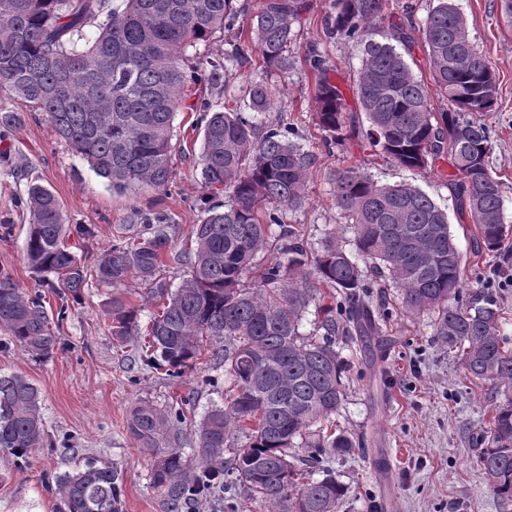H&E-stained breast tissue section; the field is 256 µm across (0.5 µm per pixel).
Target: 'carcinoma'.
Segmentation results:
<instances>
[{"mask_svg":"<svg viewBox=\"0 0 512 512\" xmlns=\"http://www.w3.org/2000/svg\"><path fill=\"white\" fill-rule=\"evenodd\" d=\"M307 0H259L248 40L269 72L288 67V43ZM385 0H330L323 15L328 37L363 46L356 96L370 124L369 144L408 169L448 160L459 179L452 187L467 209L480 248L495 252L506 232L502 182L492 174L490 128L484 113L496 102V79L466 37L467 21L453 0L428 13L424 42L440 109L406 59L412 37L404 21L389 22L386 41L373 38ZM234 0H0V90L19 108L46 113L56 134L86 159L113 189L165 188L174 175V119L186 105L188 80L224 93L225 62L245 63L240 43L203 73L189 51L236 22ZM107 15L104 24L100 15ZM97 28L90 39L87 32ZM316 75L315 121L327 149L345 145L347 120L340 87L322 55L309 52ZM272 93L247 82L233 106L191 105L205 113L198 165L205 187L222 190L231 205L206 210L183 255L187 277L174 290L155 280L172 252L168 218L157 212L145 232L105 253L94 270L67 244L61 204L33 183L19 207L28 222L25 258L62 300L78 302L87 278L106 286L137 276L160 303L146 327L140 307L112 298V336L138 344L151 367L170 375L195 367L204 347L224 363L226 401L195 425V448H162L187 422L181 405L134 408L128 431L151 456L150 483L162 512H189L217 498L224 512H240L246 495L266 512H337L344 487L331 475L313 478L336 453L356 447L333 431L344 400L340 349L372 350L383 309L361 263L401 291L410 316L436 314L434 336L459 358L472 379L512 393V349L500 336L499 310L487 291L450 305L463 287L466 263L448 213L420 188L381 184L349 167L335 177V201L353 224L354 250L325 237L310 253L283 213L301 208L314 154L280 126L262 125ZM278 232H268L271 226ZM337 297L324 304L322 289ZM315 308L314 327L304 320ZM0 329L28 354L46 358L60 343L42 295H30L0 273ZM246 444L224 457L230 429ZM47 434L38 388L22 376L0 374V450L24 461L44 447ZM474 463L489 489L512 502V396L492 411ZM304 449L299 454L296 449ZM60 512H122V478L111 465L86 458L55 476Z\"/></svg>","mask_w":512,"mask_h":512,"instance_id":"1","label":"carcinoma"}]
</instances>
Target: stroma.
Returning <instances> with one entry per match:
<instances>
[{"instance_id":"obj_1","label":"stroma","mask_w":512,"mask_h":512,"mask_svg":"<svg viewBox=\"0 0 512 512\" xmlns=\"http://www.w3.org/2000/svg\"><path fill=\"white\" fill-rule=\"evenodd\" d=\"M309 7L294 29L288 47L289 65L282 71L260 69L258 57L243 65L229 64L223 96H215L205 82L189 85L191 99H219L231 104L245 82L264 81L273 95L264 123L295 129L297 142L315 155L306 181L305 205L286 212L312 249H320L327 234L343 245L353 238L349 224L334 204L336 171L355 166L360 172L388 184L420 187L448 210L450 229L467 259L463 299L478 290L492 289L500 310V334L512 342V234L501 249L476 253L475 227L449 185L455 175L451 163L439 169L410 171L384 161L373 150L350 145L326 152L315 124V75L307 60L320 52L330 78L343 91L350 112H358L353 93L362 63L361 46L325 36L321 17L329 0H308ZM467 20L468 34L491 66L498 96L484 122L492 131L489 166L503 182V212L512 227V24L507 23L501 0H455ZM435 0H390L394 17L409 16L414 39V73L431 80L422 28ZM15 129L0 128V224L10 227L0 235V272L8 273L23 290L41 291L47 312L58 299L50 289H39L24 253L27 221L16 202L29 183L49 188L59 199L66 224L90 227V236H70L69 246L87 266H95L112 245L121 243L125 225L141 224L145 215L169 216L168 233L175 252L191 246L195 224L204 217L206 190L197 159L202 137L201 115L183 110L174 120L175 176L167 189L145 188L116 192L97 176L86 160L60 140L45 113L22 110ZM141 308L149 322L156 304L145 301V286L128 279L111 290L88 279L79 304L73 305L57 334L54 353L37 359L10 342L0 330V373L17 374L36 385L41 414L52 446L37 449L28 463L0 451V512H58L54 477L63 461L86 456L117 468L122 477L123 512H161L150 485L149 455L138 449L127 430L132 407L150 403L159 408L191 398L195 417L221 403L224 368L210 361L178 377L153 369L135 344L112 338L106 309L113 293ZM389 310L382 356L343 349L348 363L347 394L335 416L349 437L364 438L365 448L337 456L330 470L346 487L339 512H372L370 505L385 498L386 512H512L486 485L472 460L480 434L492 416L496 397L488 386L471 381L452 354L444 353L433 336L434 314L407 315L400 293L391 286L375 289ZM389 457L391 466L377 475L374 460Z\"/></svg>"}]
</instances>
